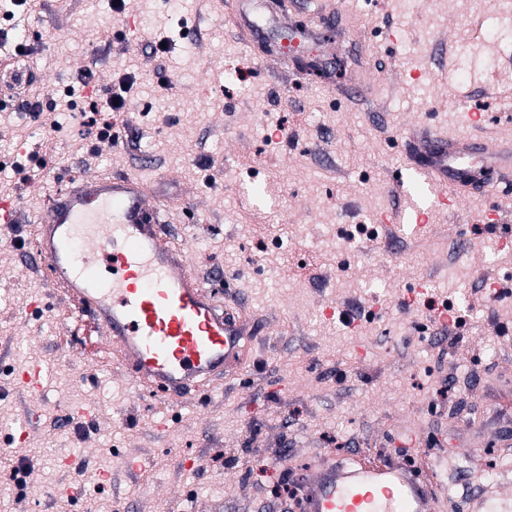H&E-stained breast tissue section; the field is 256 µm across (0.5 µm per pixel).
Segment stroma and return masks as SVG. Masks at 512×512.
Here are the masks:
<instances>
[{
	"label": "stroma",
	"instance_id": "stroma-1",
	"mask_svg": "<svg viewBox=\"0 0 512 512\" xmlns=\"http://www.w3.org/2000/svg\"><path fill=\"white\" fill-rule=\"evenodd\" d=\"M325 2L347 19L330 33L334 64L368 51L369 98L337 97L240 45L224 0H126L119 12L112 0H45L0 24L5 52L37 27L28 63L47 91L32 117L0 111V200L21 218L0 223V346L11 349L0 448L29 467L21 485L0 469V512H84L89 501L97 512H197L202 500L285 512L276 486L354 448L408 466L439 455L456 490L438 512H512V450L495 412L500 381L512 385V246L486 220L512 218V195L431 210L397 243L378 221L404 205L393 140L410 128L512 138V0ZM88 72L101 97L131 77L115 127L133 130L126 147L73 121ZM278 123L283 136L267 139ZM39 162L43 178L23 182L21 167ZM106 170L180 200L172 239L269 322L250 369L190 405L140 395L107 351L82 350L18 245L57 178ZM431 301L451 303L460 326H425ZM35 362L32 396L17 377Z\"/></svg>",
	"mask_w": 512,
	"mask_h": 512
}]
</instances>
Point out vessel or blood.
I'll use <instances>...</instances> for the list:
<instances>
[{"label":"vessel or blood","mask_w":512,"mask_h":512,"mask_svg":"<svg viewBox=\"0 0 512 512\" xmlns=\"http://www.w3.org/2000/svg\"><path fill=\"white\" fill-rule=\"evenodd\" d=\"M310 24L289 40L320 43L326 16L320 0H226L245 41L265 44L296 8ZM404 168L428 184L438 205L512 191V142L448 135L429 125L395 143ZM31 262L47 269L61 299L73 306L78 333L97 332L134 381L169 400L242 368L262 328L227 309L195 275L184 247L165 239L164 197L137 174L70 179L46 197ZM349 466L321 460L303 484L304 512H434L445 494L435 477H420L396 462L372 461L353 449Z\"/></svg>","instance_id":"b4317fda"}]
</instances>
